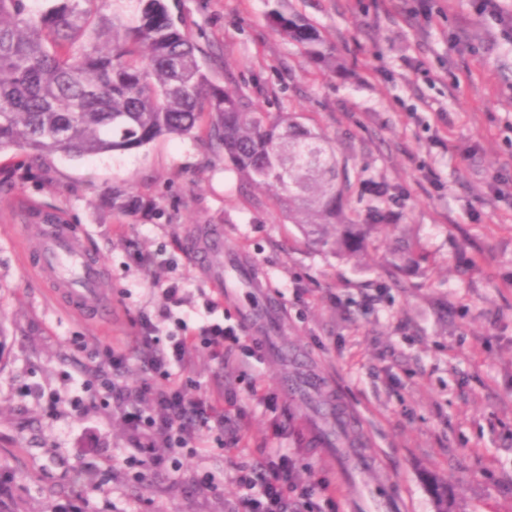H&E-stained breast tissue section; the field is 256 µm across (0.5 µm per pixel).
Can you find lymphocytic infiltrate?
<instances>
[{"mask_svg": "<svg viewBox=\"0 0 512 512\" xmlns=\"http://www.w3.org/2000/svg\"><path fill=\"white\" fill-rule=\"evenodd\" d=\"M240 343L233 327L207 322L199 327L184 329L182 335L171 337L166 349L157 351L148 360L144 378L137 389L120 385L118 376L125 370L124 353L106 351L92 367V375L99 381L105 402L115 403L127 430L131 434L133 451L126 461L132 465H161L155 456L156 441L178 450L192 449L203 434L223 432V406L201 397L189 396L178 381L172 380L170 370L188 362L196 347H203L218 361L226 376H233L237 364L232 351ZM167 378L169 384L154 390L153 376ZM154 394V409L145 413L139 400L146 392ZM237 512H289L288 457L273 448L264 460L237 468L232 478Z\"/></svg>", "mask_w": 512, "mask_h": 512, "instance_id": "f902f5d3", "label": "lymphocytic infiltrate"}]
</instances>
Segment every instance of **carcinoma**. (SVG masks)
<instances>
[{"label":"carcinoma","instance_id":"1","mask_svg":"<svg viewBox=\"0 0 512 512\" xmlns=\"http://www.w3.org/2000/svg\"><path fill=\"white\" fill-rule=\"evenodd\" d=\"M267 20L318 67L344 70L319 30L285 0H267ZM207 51L167 0H49L31 12L25 0H0V152L26 150L32 161L123 155L162 137L201 130L248 182L268 189L288 222L336 253L359 259L367 235L391 216L380 195L365 209L349 202L361 173L340 162L336 143L282 112L267 121L243 91L214 84ZM117 190L125 212L149 203ZM438 512L448 483L429 481Z\"/></svg>","mask_w":512,"mask_h":512}]
</instances>
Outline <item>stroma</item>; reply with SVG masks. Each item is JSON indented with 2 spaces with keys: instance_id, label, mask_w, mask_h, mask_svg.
<instances>
[{
  "instance_id": "stroma-1",
  "label": "stroma",
  "mask_w": 512,
  "mask_h": 512,
  "mask_svg": "<svg viewBox=\"0 0 512 512\" xmlns=\"http://www.w3.org/2000/svg\"><path fill=\"white\" fill-rule=\"evenodd\" d=\"M213 52L210 79L240 89L269 117L298 112L337 141L348 165L385 192L390 230L360 261L308 240L268 192L242 182L201 138H162L132 153L33 164L0 152V504L7 512H236V466L268 449L288 455L294 481L336 485V512L361 485L349 453L378 457L400 512H436L431 477L448 482L454 512H512V30L471 0H288L345 73L324 71L268 25L266 0H168ZM156 209L118 213L113 188ZM59 210L87 231L106 269L112 316L77 317L25 266L37 223L20 203ZM224 232V260L253 269L262 291L235 287L217 312L203 246ZM426 262H401L404 248ZM185 301L161 317L162 290ZM280 318L248 331L254 301ZM150 314L160 336L181 323L236 326L242 373L196 350L180 370L191 391L223 404L225 444L205 435L193 455L147 473L125 464L128 432L94 400L82 367L92 349L129 355L135 386L146 354L133 335ZM87 347L75 349L73 337ZM260 384L266 401L250 400ZM324 409L343 413L349 448L315 437ZM107 471L103 487L87 467ZM214 478L199 487L202 473Z\"/></svg>"
}]
</instances>
